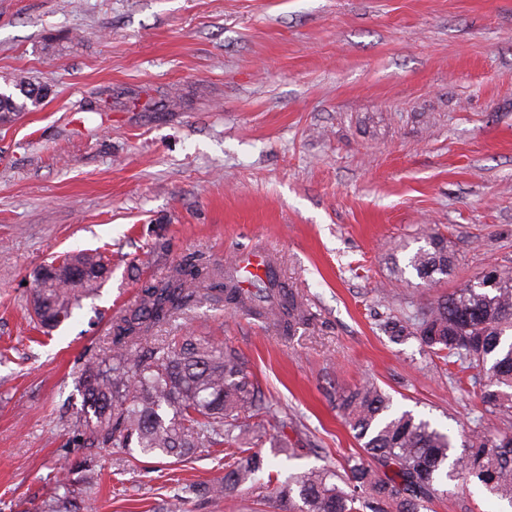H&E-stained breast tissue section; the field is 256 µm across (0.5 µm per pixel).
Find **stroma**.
<instances>
[{"instance_id":"stroma-1","label":"stroma","mask_w":512,"mask_h":512,"mask_svg":"<svg viewBox=\"0 0 512 512\" xmlns=\"http://www.w3.org/2000/svg\"><path fill=\"white\" fill-rule=\"evenodd\" d=\"M21 76L49 94L0 125V512H48L62 475L84 492L68 444L80 359L142 283L256 246L308 324L286 336L208 302L151 336L241 353L281 476L356 450L336 398L367 379L453 434L506 429L379 322L512 267V0H0V88ZM434 233L457 261L428 287L403 266ZM77 249L106 252L111 277L71 319L34 328V271ZM224 455L103 449L95 512H165L223 477ZM494 509L458 486L425 512ZM183 512L288 504L258 486L186 496Z\"/></svg>"}]
</instances>
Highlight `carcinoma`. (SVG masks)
Listing matches in <instances>:
<instances>
[{"instance_id": "obj_1", "label": "carcinoma", "mask_w": 512, "mask_h": 512, "mask_svg": "<svg viewBox=\"0 0 512 512\" xmlns=\"http://www.w3.org/2000/svg\"><path fill=\"white\" fill-rule=\"evenodd\" d=\"M0 91V122L33 107L46 91L22 78ZM455 254L438 234L407 257L405 267L428 285L448 276ZM267 279L241 287L234 259L222 264L183 260L166 277L142 286L136 304L113 317L107 336L86 355L77 391L81 407L69 423V444L82 451L93 481L98 450L137 448L148 457L181 459L210 448H231L245 432L266 435L267 406L232 348L200 336L151 343L153 329L207 299L272 322L293 334L310 320L299 293L269 261ZM30 305L36 322L54 328L110 277L105 256L79 250L40 267ZM379 329L394 342L414 339L448 365L471 372L485 411H512V267L494 266L477 279L412 315H388ZM337 407L358 444L342 471L309 468L288 476L278 497L291 512H420L463 481L512 507V432L474 429L455 445L430 420L394 407L371 381L342 392ZM272 478L266 459L240 448L224 476L189 488L220 497Z\"/></svg>"}]
</instances>
